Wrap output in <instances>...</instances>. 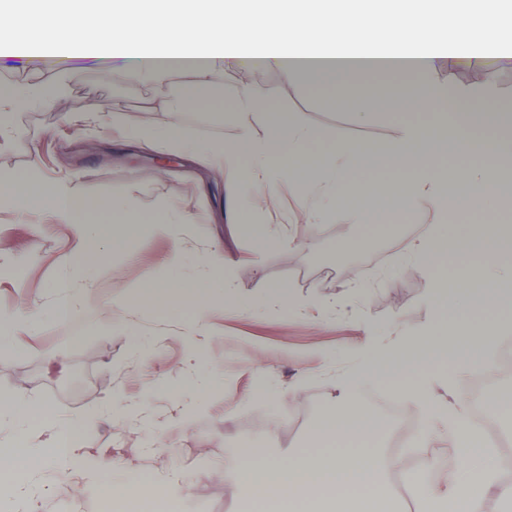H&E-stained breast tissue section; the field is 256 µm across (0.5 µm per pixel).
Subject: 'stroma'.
<instances>
[{"label":"stroma","instance_id":"35a3bbf8","mask_svg":"<svg viewBox=\"0 0 512 512\" xmlns=\"http://www.w3.org/2000/svg\"><path fill=\"white\" fill-rule=\"evenodd\" d=\"M53 47L43 40L17 44L14 68L0 71V81L21 84L38 69L67 84L61 110L17 113L24 145L0 148V171L19 174L35 160L47 179L68 181L86 199L132 197V215L144 228L129 236L125 251L102 249L99 265L76 279L62 264L74 244L69 226L36 210H0V311L34 314L27 332H0V396L23 391L63 423L97 415L78 467L51 463L37 474L48 489L38 512H101L104 495L82 474L103 459L111 464L109 479L145 485L144 500H174L178 512H241L232 491L235 463L250 451L286 456L309 447L366 338L386 344L391 360L427 356V346L404 351L392 344L395 329L420 330L432 321L425 270L402 256L414 220L397 212L385 227L331 214L310 224L299 217L296 188L287 182L260 222L304 246L290 255L276 246L256 253L252 234L224 220L233 170L220 175L191 156L126 137L129 128L170 124L153 86L104 64L49 66L43 54ZM254 83L275 88L284 111L351 142L388 140L402 123L426 118L382 111L375 99L349 102L300 76L229 66L199 108L206 121L191 126L195 138L233 139L224 94ZM107 110L115 124L91 125ZM64 111L72 122L61 119ZM181 209L195 214V223H177ZM156 221L172 222L173 237L146 232ZM176 242L183 264L172 269L166 257ZM215 244L233 261L234 288L224 302L223 282L209 277L217 301L207 353L197 358L194 311L156 307L146 292L151 282L197 275L198 257ZM273 286L288 289L287 302L269 298ZM77 293L89 295L93 309L79 322L60 318L62 303Z\"/></svg>","mask_w":512,"mask_h":512}]
</instances>
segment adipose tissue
I'll use <instances>...</instances> for the list:
<instances>
[{"label": "adipose tissue", "mask_w": 512, "mask_h": 512, "mask_svg": "<svg viewBox=\"0 0 512 512\" xmlns=\"http://www.w3.org/2000/svg\"><path fill=\"white\" fill-rule=\"evenodd\" d=\"M40 8L0 10V43H15L39 31L49 12L62 15L65 58L153 81L178 68L194 75V86L166 95L171 125L139 127L130 137L145 148L165 142L171 150L191 152L212 168H235L237 183L248 191L231 201L230 219L242 211L263 209L279 194L283 181L299 186L296 208L305 220L332 208L348 223H364L371 200L390 202L398 211L432 222L405 246V254L431 274L428 300L432 324L419 332H399L395 342L427 343L425 359L383 364L385 349L366 341L358 365L345 376L342 397L323 416L315 445L286 457L256 454L235 466L234 490L245 504L259 500L306 502L310 492L324 496L315 512H392L398 495L386 477L389 467L379 444L385 433L378 418L355 401L359 382L391 389L427 418V428L411 439L421 448L432 438L447 440L454 464L446 478L429 482L418 496L417 512H487L489 496L512 507V484L501 482L512 459L492 457L496 444L482 422L472 418L455 388L487 364L500 335L512 330V226L452 224L450 215L474 210L512 187V112L485 109L492 82L465 86L454 79L462 65L512 45V15L487 0H43ZM246 70L277 69L306 74L312 83L336 88L347 99L364 96L369 74L400 80L397 93L382 97L392 111L428 113L424 123L403 124L381 143L356 144L325 134L301 113L274 108L275 93L263 85L236 88L227 110L239 133L232 141L193 139L183 124L196 108L199 93L211 88L225 66ZM65 97L57 82L33 77L22 87L0 83V140L16 141L13 117L21 109L56 110ZM262 134H255V124ZM488 156L490 168L447 167L437 155ZM369 166L395 170V177L361 185L357 174ZM24 214L37 209L71 225L76 244L64 260L71 271L87 274L100 258V245L121 249L136 226L128 220L131 200L107 201L111 229L85 220L94 201L77 195L62 179L48 180L38 165L21 175L0 172V204ZM478 261L457 275L441 277L434 269L456 246ZM154 301L164 307L191 305L198 326H205L210 303L201 279L155 285ZM499 309L487 325L463 316L462 304ZM448 389L447 398L436 388ZM95 414L78 415L72 427H60L52 413L41 423L39 446L26 444L0 453V470L26 465L35 472L48 462L76 464L81 456L79 430L91 427Z\"/></svg>", "instance_id": "obj_1"}]
</instances>
